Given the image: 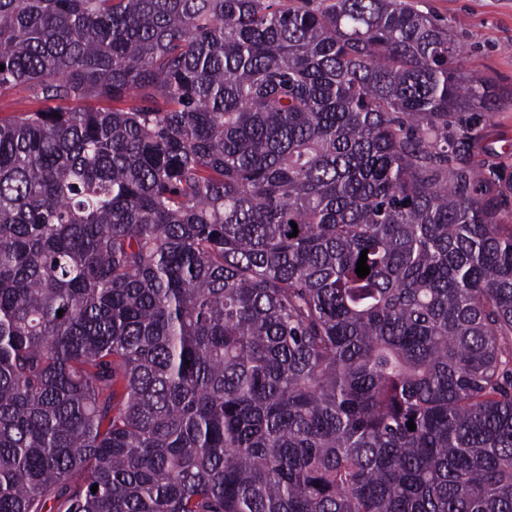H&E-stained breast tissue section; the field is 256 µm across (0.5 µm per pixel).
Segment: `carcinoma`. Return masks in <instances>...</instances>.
Listing matches in <instances>:
<instances>
[{"instance_id": "carcinoma-1", "label": "carcinoma", "mask_w": 512, "mask_h": 512, "mask_svg": "<svg viewBox=\"0 0 512 512\" xmlns=\"http://www.w3.org/2000/svg\"><path fill=\"white\" fill-rule=\"evenodd\" d=\"M0 64L41 103L0 117V512H512V172L465 157L503 92L451 31L0 0Z\"/></svg>"}]
</instances>
